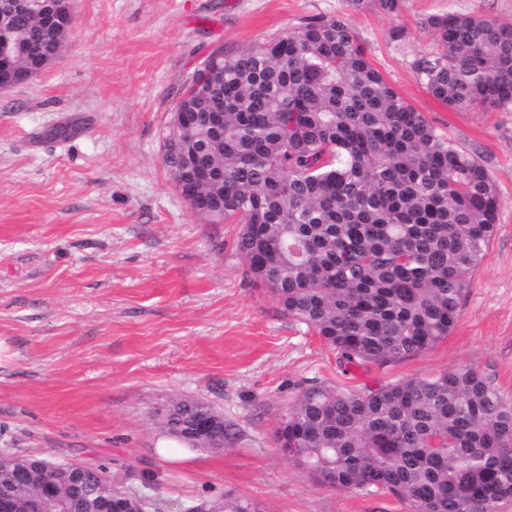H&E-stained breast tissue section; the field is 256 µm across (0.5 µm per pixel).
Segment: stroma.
Here are the masks:
<instances>
[{
	"label": "stroma",
	"instance_id": "stroma-1",
	"mask_svg": "<svg viewBox=\"0 0 512 512\" xmlns=\"http://www.w3.org/2000/svg\"><path fill=\"white\" fill-rule=\"evenodd\" d=\"M59 59L0 91V453L106 465L150 512L226 495L268 512H416L376 491L320 484L275 433L304 389H364L469 364L512 403V106L456 111L414 63L431 14L512 19V0H73ZM346 16L370 63L459 147L480 157L498 220L446 340L387 366L341 367L306 324L243 274L236 224L192 212L163 164V132L194 70L314 16ZM402 38H393L394 29ZM71 126L69 139L56 138ZM176 400L223 415L222 450L156 422ZM401 2L402 0H348V5L354 11L370 9L386 15H397Z\"/></svg>",
	"mask_w": 512,
	"mask_h": 512
}]
</instances>
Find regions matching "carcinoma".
Wrapping results in <instances>:
<instances>
[{
  "label": "carcinoma",
  "instance_id": "obj_1",
  "mask_svg": "<svg viewBox=\"0 0 512 512\" xmlns=\"http://www.w3.org/2000/svg\"><path fill=\"white\" fill-rule=\"evenodd\" d=\"M402 0H348L396 15ZM437 50L414 63L456 110L512 105V20L476 13L422 20ZM20 64L62 44L36 15L17 21ZM196 112L191 125L176 122ZM212 174L199 213L239 224L245 274L346 364L388 365L448 338L497 221L491 178L369 62L348 19L308 18L217 73L197 70L166 135ZM209 406L178 400L157 423L193 447ZM288 454L336 490L375 488L417 512H496L512 503V405L464 366L364 390L310 388L281 422ZM223 512H267L226 497Z\"/></svg>",
  "mask_w": 512,
  "mask_h": 512
}]
</instances>
